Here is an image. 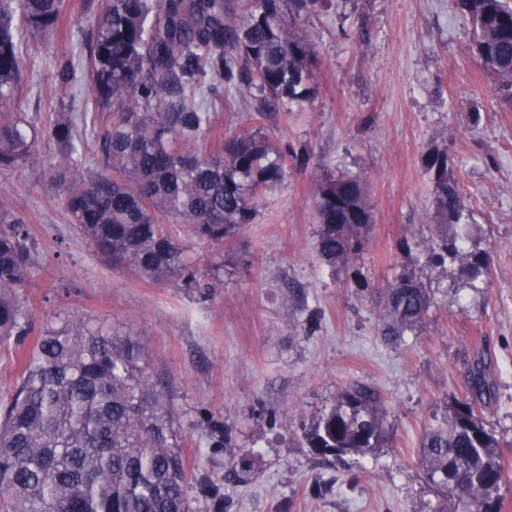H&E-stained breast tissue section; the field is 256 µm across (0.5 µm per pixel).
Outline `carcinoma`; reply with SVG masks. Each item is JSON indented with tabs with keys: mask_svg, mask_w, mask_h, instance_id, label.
<instances>
[{
	"mask_svg": "<svg viewBox=\"0 0 512 512\" xmlns=\"http://www.w3.org/2000/svg\"><path fill=\"white\" fill-rule=\"evenodd\" d=\"M473 23L471 51L512 101V0H452ZM330 0H104L97 5L86 63L97 106L112 108L95 167L60 156L51 180L74 229L112 261L141 278L179 277L200 285V258L169 229L183 224L198 244L224 245L253 220L259 196L275 187L288 156L258 132L209 141L210 113L196 98L256 89L265 101L302 106L313 94L315 43L300 21ZM63 0H0V166L26 163L36 131L15 107L31 42L59 29ZM62 112L48 127L58 144L73 147L65 116L80 103L55 93ZM440 219L436 237L419 245L428 266L457 263L473 278L489 274L484 252L448 237L464 216L465 200L448 173V158L427 159ZM318 253L352 264L362 249L370 206L362 180L324 179L316 194ZM26 224H0V343H34L18 352V372L0 402V512H192L193 474L183 453L178 413L154 379L140 343L90 318L37 330L18 289L28 277ZM383 303L380 326L397 343L419 330L432 304L415 273L398 272L375 290ZM469 394L430 425L418 459L436 501L427 512H499L506 471L499 444L477 405L491 397L485 366L476 365ZM379 397L363 387L343 390L336 404L304 431L322 455H366L384 446Z\"/></svg>",
	"mask_w": 512,
	"mask_h": 512,
	"instance_id": "cac0c4a2",
	"label": "carcinoma"
}]
</instances>
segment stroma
<instances>
[{
	"label": "stroma",
	"mask_w": 512,
	"mask_h": 512,
	"mask_svg": "<svg viewBox=\"0 0 512 512\" xmlns=\"http://www.w3.org/2000/svg\"><path fill=\"white\" fill-rule=\"evenodd\" d=\"M82 2L66 0L65 28L38 43L16 103L39 131L37 152L0 167V213L30 231L21 296L35 326L90 317L141 342L185 433L193 512H424L433 499L418 466L424 432L485 361L492 400L482 413L507 473L500 512H512V102L474 60L471 21L451 0H332L302 22L316 45L306 105L267 110L255 90L209 99L213 137L256 130L309 160L289 162L253 222L217 250L224 275L202 294L113 264L74 233L50 181L61 153L47 133L59 65L85 60L92 35ZM435 150L447 153L466 202L456 232L488 253L486 277L426 266L403 247L435 234L425 166ZM341 174L367 182L371 211L347 267L315 249L316 191ZM403 268L432 305L420 330L391 344L373 291ZM353 385L379 395L386 447L341 459L304 447L302 425ZM212 415L224 420L221 448L205 430ZM242 453L244 480L226 467Z\"/></svg>",
	"instance_id": "obj_1"
}]
</instances>
